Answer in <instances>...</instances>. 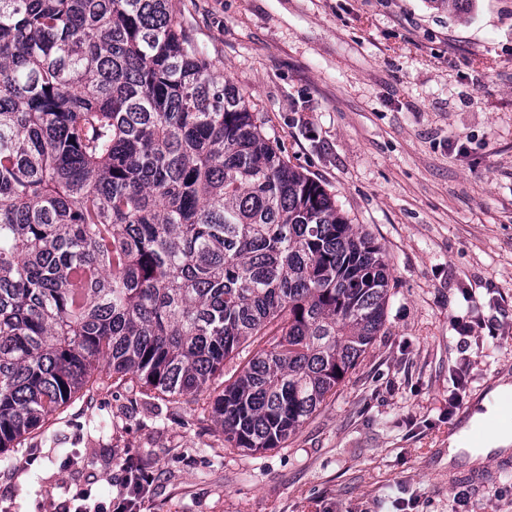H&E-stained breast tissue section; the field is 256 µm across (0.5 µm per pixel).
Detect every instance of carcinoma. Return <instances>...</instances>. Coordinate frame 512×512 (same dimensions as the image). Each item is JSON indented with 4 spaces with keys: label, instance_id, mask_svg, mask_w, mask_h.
Listing matches in <instances>:
<instances>
[{
    "label": "carcinoma",
    "instance_id": "cac0c4a2",
    "mask_svg": "<svg viewBox=\"0 0 512 512\" xmlns=\"http://www.w3.org/2000/svg\"><path fill=\"white\" fill-rule=\"evenodd\" d=\"M389 263L172 0H0V453L95 371L280 448L385 324Z\"/></svg>",
    "mask_w": 512,
    "mask_h": 512
}]
</instances>
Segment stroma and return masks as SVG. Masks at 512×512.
I'll list each match as a JSON object with an SVG mask.
<instances>
[{"label": "stroma", "instance_id": "obj_1", "mask_svg": "<svg viewBox=\"0 0 512 512\" xmlns=\"http://www.w3.org/2000/svg\"><path fill=\"white\" fill-rule=\"evenodd\" d=\"M173 8L265 136L387 254L386 323L282 448L225 447L206 396L101 385L9 452L0 512H61L79 489L109 501L127 451L154 472L147 512H512V450L448 460L466 408L512 374V0Z\"/></svg>", "mask_w": 512, "mask_h": 512}]
</instances>
